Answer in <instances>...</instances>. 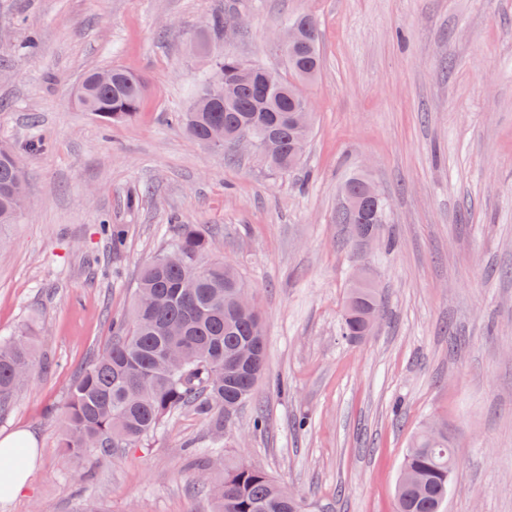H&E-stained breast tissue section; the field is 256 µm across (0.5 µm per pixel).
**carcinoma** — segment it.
<instances>
[{"label":"carcinoma","mask_w":512,"mask_h":512,"mask_svg":"<svg viewBox=\"0 0 512 512\" xmlns=\"http://www.w3.org/2000/svg\"><path fill=\"white\" fill-rule=\"evenodd\" d=\"M222 16L206 22L197 40L211 53L209 72L193 87L190 104L178 113L187 133L206 143L208 130L224 127V148L238 138L260 146L268 166L288 171L301 163L294 147L305 146L312 127L292 121L307 97L302 86L320 69L316 19L300 14L285 19L297 41L283 56L288 74L247 64L235 56L211 51L210 39L224 30ZM83 75L77 94L87 112L104 121H126L141 108L144 85L135 73L112 67V83ZM13 151L0 148V225L14 223L24 206L27 175L13 163ZM381 244L392 248L386 234L384 199L368 216ZM208 243L201 229L184 224L171 248L141 269L128 315L112 322V340L74 383L62 410V448L69 456L94 455L110 462L119 448H135L171 414L188 409L209 421L215 435L224 432L225 409L248 401L266 369V334L262 312L237 306L245 291L236 268L206 258ZM382 309L378 289L348 285L342 334L363 338L366 312ZM37 367L28 330L0 341V408ZM224 466H219V461ZM457 463L448 428L428 434L419 430L403 456L402 471L410 481L395 488L396 512H445ZM221 467L219 480L202 488L214 512H304L299 494L263 468L222 458L219 450L202 457L201 468Z\"/></svg>","instance_id":"carcinoma-1"}]
</instances>
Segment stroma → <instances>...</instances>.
Listing matches in <instances>:
<instances>
[{
    "label": "stroma",
    "instance_id": "35a3bbf8",
    "mask_svg": "<svg viewBox=\"0 0 512 512\" xmlns=\"http://www.w3.org/2000/svg\"><path fill=\"white\" fill-rule=\"evenodd\" d=\"M240 13L247 28L215 51L270 68L286 17L319 23L313 135L288 173L177 122L209 68L189 43L208 18ZM111 65L144 82L140 111L118 123L73 94ZM5 142L23 152L28 192L0 227V340L29 329L40 367L0 409V437L26 430L38 448L0 512H212L194 456L217 443L299 491L307 512H395L403 452L434 417L458 461L446 512H512V0H0ZM355 172L387 200L391 250L351 247L336 221ZM183 224L262 310L266 376L222 437L182 410L111 464L69 457L70 388ZM361 261L384 316L352 342L340 320Z\"/></svg>",
    "mask_w": 512,
    "mask_h": 512
}]
</instances>
